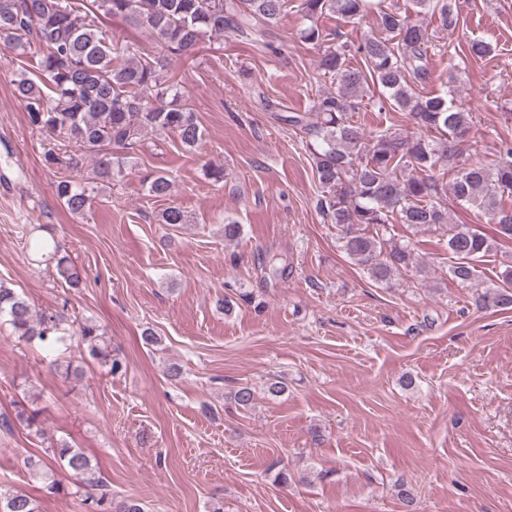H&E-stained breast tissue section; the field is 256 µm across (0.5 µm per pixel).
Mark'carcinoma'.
I'll return each mask as SVG.
<instances>
[{"instance_id": "cac0c4a2", "label": "carcinoma", "mask_w": 512, "mask_h": 512, "mask_svg": "<svg viewBox=\"0 0 512 512\" xmlns=\"http://www.w3.org/2000/svg\"><path fill=\"white\" fill-rule=\"evenodd\" d=\"M287 0H0V39L21 58L24 68L14 80V95L25 105L30 122L48 135H60L76 148L52 153L48 162L74 171L91 157L95 177L112 182L122 171L124 156L135 153L144 134L161 131L176 135L187 148L202 140L195 112L171 80L168 60H190L204 41L226 32L246 34L258 26L276 23ZM417 13L456 27L457 0H414ZM347 23L377 14L379 34L356 48L363 67L347 60V44H333L331 33L320 25L326 13ZM298 13L305 20L302 41L321 49L319 69L336 80V89L318 94L304 113L288 116V123L311 136L308 148L314 176L323 189L319 209L341 230L342 249L375 284L390 288L402 272L416 266L411 241L385 238L390 227L436 228L447 235L451 264L448 271L461 287L478 277L477 259L490 254L496 241L512 243V145L502 144L490 167L464 155L462 143L473 124L471 112L446 95L423 93L419 85L429 75L431 36L425 19H411L386 0H300ZM121 18L145 28L160 47L150 53L131 41L112 40L105 20ZM382 90L372 105L389 104L407 115L416 128L409 132L390 127L367 136L352 120L371 87ZM53 93L45 100L43 89ZM452 174L451 183L444 175ZM171 181L164 174L153 178L149 193L165 198ZM59 202L80 215L90 205L88 189L71 176L57 182ZM475 211V217L496 225L491 239L471 224H454L448 195ZM161 224L187 223L180 207H166ZM27 251L55 267L68 288L83 283L82 269L60 241L32 237ZM482 309L512 306V263L504 265L498 284L487 287L476 300ZM18 340L37 341L50 352L65 343L69 329L60 314L37 313L22 295L0 282V318ZM89 358L109 368L122 369L112 356V338L91 321L76 330ZM255 391L242 385L234 403L243 409L254 404ZM53 463L33 455L24 461L34 478L48 481L52 494L68 493L53 479V467L80 478L89 489L91 512H144L134 499L115 500L91 465L90 459L69 443L52 448ZM0 512H39V505L22 490L0 492Z\"/></svg>"}]
</instances>
